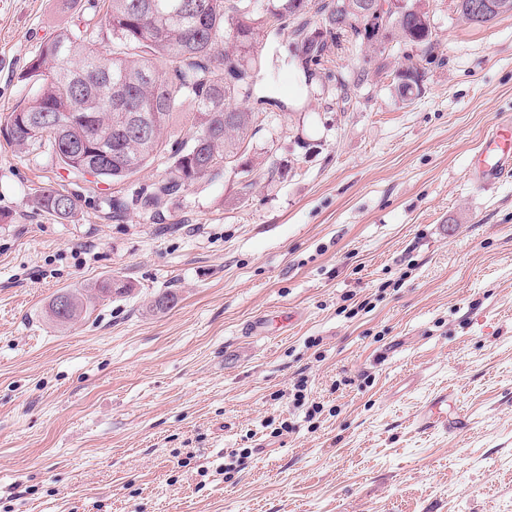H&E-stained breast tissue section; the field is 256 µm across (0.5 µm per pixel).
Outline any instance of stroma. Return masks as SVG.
Wrapping results in <instances>:
<instances>
[{
	"label": "stroma",
	"mask_w": 512,
	"mask_h": 512,
	"mask_svg": "<svg viewBox=\"0 0 512 512\" xmlns=\"http://www.w3.org/2000/svg\"><path fill=\"white\" fill-rule=\"evenodd\" d=\"M426 4L437 49L409 102L394 72L418 49L343 45L368 73L344 105L287 36H256L292 110L261 114L249 182L200 180L156 215L135 198L166 163L97 182L0 135V512H512V180L466 176L512 117V13ZM97 21L94 0H0V121L40 45ZM45 188L71 218L36 208ZM107 279L127 294L48 320L59 289ZM446 388L467 428H420ZM473 0H455L457 12L464 18L467 22L475 26H485L495 20L499 15L504 13L512 12V0H499L497 2H501L504 4L502 9L498 10H489L488 14L483 15L480 19L475 16L472 10L469 7V4ZM36 205L42 211L60 219H65L75 211L76 199L59 190L48 189L37 196Z\"/></svg>",
	"instance_id": "obj_1"
}]
</instances>
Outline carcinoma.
<instances>
[{
	"instance_id": "obj_1",
	"label": "carcinoma",
	"mask_w": 512,
	"mask_h": 512,
	"mask_svg": "<svg viewBox=\"0 0 512 512\" xmlns=\"http://www.w3.org/2000/svg\"><path fill=\"white\" fill-rule=\"evenodd\" d=\"M149 0H98L99 24L62 31L45 41L27 66L25 78L37 83L35 94L10 113L6 137L17 150L36 144L48 148L57 163L98 181L122 183L158 158L167 160V176L137 197L140 207L155 211L168 198L202 179H214L240 161L256 134L263 105L257 67L247 59L255 36L275 40L291 29L290 61L305 82L326 89L317 67L343 37L381 52L384 42L363 35L359 0H157L163 8H145ZM457 12L475 26H485L512 12V0L478 18L469 4L455 0ZM422 0H406L405 11L388 16L387 39L415 46L421 60L436 49ZM420 63L395 71L401 98L419 87ZM336 97L347 104L363 79L348 71L334 76ZM126 97L124 109L102 110L99 101L115 88ZM241 101L246 107L236 106ZM187 106L188 111L177 108ZM134 112L158 114L148 142L123 129ZM39 209L65 219L76 199L48 189L37 196ZM126 285L110 279L56 292L48 314L59 326L79 321L93 298L121 296ZM66 309L55 310L57 300Z\"/></svg>"
}]
</instances>
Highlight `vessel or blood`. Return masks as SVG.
Returning a JSON list of instances; mask_svg holds the SVG:
<instances>
[{"label": "vessel or blood", "mask_w": 512, "mask_h": 512, "mask_svg": "<svg viewBox=\"0 0 512 512\" xmlns=\"http://www.w3.org/2000/svg\"><path fill=\"white\" fill-rule=\"evenodd\" d=\"M512 176V117L499 121L481 141L467 177L480 190L490 189ZM453 389L442 390L433 400L420 409V428L445 427L456 432L466 425L463 412L449 413L448 401Z\"/></svg>", "instance_id": "obj_1"}]
</instances>
